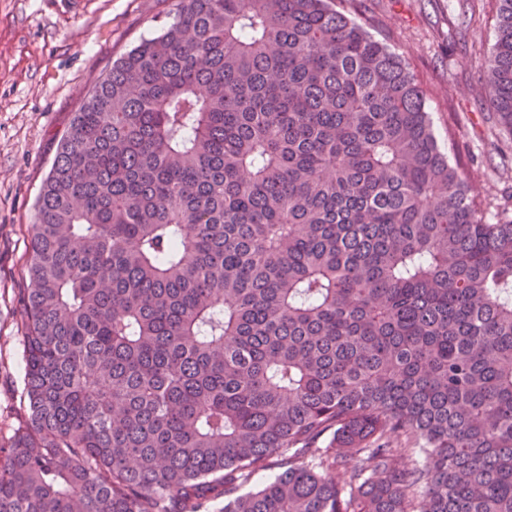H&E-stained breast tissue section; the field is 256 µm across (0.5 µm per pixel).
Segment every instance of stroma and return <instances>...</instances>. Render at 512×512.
I'll return each mask as SVG.
<instances>
[{"label": "stroma", "instance_id": "stroma-1", "mask_svg": "<svg viewBox=\"0 0 512 512\" xmlns=\"http://www.w3.org/2000/svg\"><path fill=\"white\" fill-rule=\"evenodd\" d=\"M177 0H0V430L16 425L24 386L30 226L59 141L88 90ZM410 65L451 162L465 166L486 217L512 218V132L479 94L497 37L498 0H347Z\"/></svg>", "mask_w": 512, "mask_h": 512}]
</instances>
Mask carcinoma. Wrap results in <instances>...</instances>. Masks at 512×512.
Returning a JSON list of instances; mask_svg holds the SVG:
<instances>
[{"mask_svg":"<svg viewBox=\"0 0 512 512\" xmlns=\"http://www.w3.org/2000/svg\"><path fill=\"white\" fill-rule=\"evenodd\" d=\"M334 2L179 0L75 113L0 512H512V221ZM499 2L483 90L512 132Z\"/></svg>","mask_w":512,"mask_h":512,"instance_id":"carcinoma-1","label":"carcinoma"}]
</instances>
